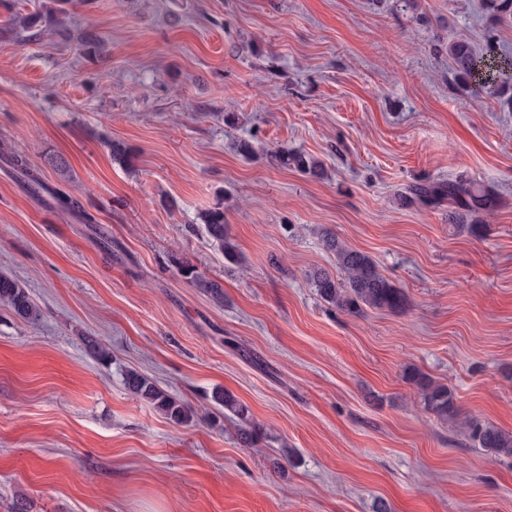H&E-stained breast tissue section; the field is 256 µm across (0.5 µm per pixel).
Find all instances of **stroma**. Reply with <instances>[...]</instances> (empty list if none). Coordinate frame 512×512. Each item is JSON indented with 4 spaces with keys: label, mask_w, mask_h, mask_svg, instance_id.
<instances>
[{
    "label": "stroma",
    "mask_w": 512,
    "mask_h": 512,
    "mask_svg": "<svg viewBox=\"0 0 512 512\" xmlns=\"http://www.w3.org/2000/svg\"><path fill=\"white\" fill-rule=\"evenodd\" d=\"M87 30L102 56L79 52ZM458 34L512 53V18L483 0H73L65 35L0 40V140L44 184L0 157V271L42 312L0 305V512H512V458L465 429L512 432V97L457 86ZM459 177L500 198L477 232L401 199ZM219 204L242 263L205 233ZM326 231L405 308L322 301ZM409 365L454 390L456 418L424 410ZM128 368L208 416L170 422ZM216 389L248 407L254 446ZM0 149H1L2 156L5 157L4 159L7 162H9L14 167V169L18 170L26 178L27 183L30 185L31 188H33L35 190L43 188V183H42L40 177L34 170H32L30 167L27 166L25 161H23L22 159H19L15 155L10 157L12 154V151L7 143H2L0 145ZM6 157H10V158H6ZM274 160L280 167L294 168L305 174L320 176L324 173V168L319 160L302 152H276ZM181 276L187 280V282L192 283L196 288H201L205 292L209 293L216 300H223L224 293L222 290V286L219 285L216 281L207 280L203 278L197 270H195L194 266L186 263L183 264L180 268Z\"/></svg>",
    "instance_id": "stroma-1"
}]
</instances>
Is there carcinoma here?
Segmentation results:
<instances>
[{
    "mask_svg": "<svg viewBox=\"0 0 512 512\" xmlns=\"http://www.w3.org/2000/svg\"><path fill=\"white\" fill-rule=\"evenodd\" d=\"M15 2L0 0V7L7 12V17L0 24L6 31L19 26L28 33V38L35 40L43 34L45 23L50 24L54 30L66 25L68 6L72 0H42L38 10L25 14L14 10ZM79 51L88 56L99 55L102 51L99 36L90 30L81 33ZM448 56L453 63L456 78L473 85L477 93L496 96L503 84L512 80L511 55L498 54L490 45L478 53L469 38L462 34L448 42ZM0 155L7 158V162L26 178L31 188L36 190L43 187L38 174L25 161L13 155L8 144L0 145ZM274 160L281 167L293 168L305 174L320 176L324 173L319 160L302 152L281 151L274 155ZM408 193L410 198L421 202L446 199L464 211V214L474 217L487 214L498 206V197L491 187L462 177L448 182L415 185L408 189ZM202 224L212 243L224 253V258L230 262H239L241 254L228 236V228L224 224V207L218 205L205 212ZM323 242L335 254L341 278L337 279L324 270H316L311 274L312 284L322 300L349 313H358L365 308L396 311L405 306L403 290L379 272L368 254L347 246L330 233L324 235ZM180 274L214 299H224L222 286L203 278L194 266L188 263L182 265ZM0 302L6 304L23 321L34 322L40 316V310L27 290L19 281L5 274H0ZM405 379L418 390L424 408L438 419L446 421L456 414V396L451 387L412 365L406 367ZM123 381L133 396L149 403L174 423H187L196 416L193 407L171 396L135 370L126 371ZM212 400L229 413L243 420L248 418V409L231 393L216 391ZM468 436L475 445L497 457H512V432L472 421L468 424Z\"/></svg>",
    "mask_w": 512,
    "mask_h": 512,
    "instance_id": "obj_1",
    "label": "carcinoma"
}]
</instances>
